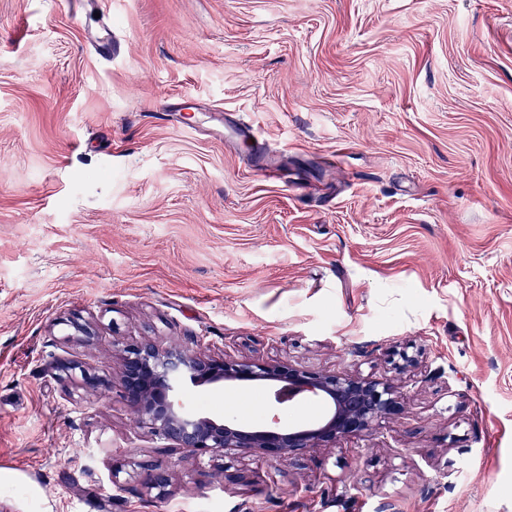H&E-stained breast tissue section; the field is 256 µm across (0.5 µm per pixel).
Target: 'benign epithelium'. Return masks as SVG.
Here are the masks:
<instances>
[{"mask_svg":"<svg viewBox=\"0 0 512 512\" xmlns=\"http://www.w3.org/2000/svg\"><path fill=\"white\" fill-rule=\"evenodd\" d=\"M118 359L124 398L138 424L170 447L198 456L236 451L289 460L313 448L381 434L406 413V385L354 370L336 373L290 361L256 362L224 353L205 354L176 343L160 347L150 341L123 346ZM228 384H265L275 388L274 399L280 405L314 400L324 412L301 425H287L273 416L253 427L184 408L186 389ZM142 484L151 490L163 488L166 470L159 466L146 470Z\"/></svg>","mask_w":512,"mask_h":512,"instance_id":"obj_1","label":"benign epithelium"}]
</instances>
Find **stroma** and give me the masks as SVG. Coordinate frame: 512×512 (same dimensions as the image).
Segmentation results:
<instances>
[{
    "label": "stroma",
    "instance_id": "1",
    "mask_svg": "<svg viewBox=\"0 0 512 512\" xmlns=\"http://www.w3.org/2000/svg\"><path fill=\"white\" fill-rule=\"evenodd\" d=\"M141 340L423 380L382 437L209 460L136 428ZM0 512H512V0H0Z\"/></svg>",
    "mask_w": 512,
    "mask_h": 512
}]
</instances>
